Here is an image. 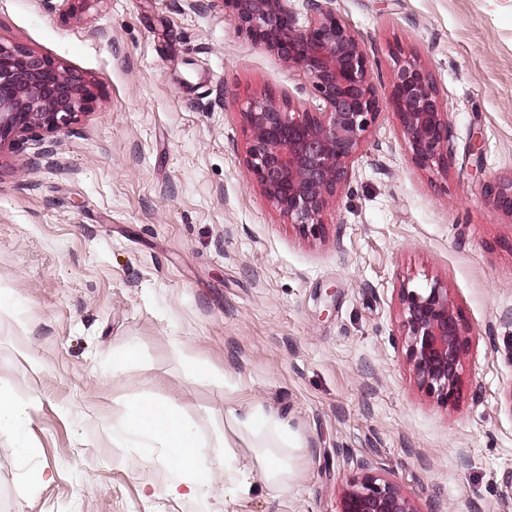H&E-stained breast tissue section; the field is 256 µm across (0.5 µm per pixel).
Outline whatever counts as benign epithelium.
Segmentation results:
<instances>
[{
	"label": "benign epithelium",
	"instance_id": "benign-epithelium-1",
	"mask_svg": "<svg viewBox=\"0 0 512 512\" xmlns=\"http://www.w3.org/2000/svg\"><path fill=\"white\" fill-rule=\"evenodd\" d=\"M303 2L302 22L291 0H224V16L239 34L300 71L320 101L309 110L289 96L264 95L248 99L242 112L250 131L247 183L288 223L314 234L382 104L396 115L411 160L424 170L448 162L451 124L422 64L395 56L386 101H380L369 59L331 0ZM94 100L89 84L66 67L0 41V155L30 139H48L89 113ZM486 194L494 212L512 218V173L489 182ZM400 306L419 385L454 400L470 334L448 289L404 288ZM342 512L414 510L397 485L366 472L346 493Z\"/></svg>",
	"mask_w": 512,
	"mask_h": 512
}]
</instances>
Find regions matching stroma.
Listing matches in <instances>:
<instances>
[{"label":"stroma","mask_w":512,"mask_h":512,"mask_svg":"<svg viewBox=\"0 0 512 512\" xmlns=\"http://www.w3.org/2000/svg\"><path fill=\"white\" fill-rule=\"evenodd\" d=\"M331 6L379 95L394 53L431 72L454 152L419 169L383 108L310 235L246 182L241 103L317 100L222 0H0V40L95 93L49 156H0V391L28 413L0 430V512H342L368 470L414 512H512V218L485 192L512 172V0ZM434 284L473 334L450 403L419 386L401 314ZM142 395L204 433L262 405L299 442L292 482L225 492L212 448L204 501L172 499L169 449L112 436Z\"/></svg>","instance_id":"stroma-1"}]
</instances>
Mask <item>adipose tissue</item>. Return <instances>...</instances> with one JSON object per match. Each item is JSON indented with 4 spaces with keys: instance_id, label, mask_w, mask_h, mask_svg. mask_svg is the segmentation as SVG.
<instances>
[{
    "instance_id": "adipose-tissue-1",
    "label": "adipose tissue",
    "mask_w": 512,
    "mask_h": 512,
    "mask_svg": "<svg viewBox=\"0 0 512 512\" xmlns=\"http://www.w3.org/2000/svg\"><path fill=\"white\" fill-rule=\"evenodd\" d=\"M224 423L229 428L223 438L225 490L245 493L255 480L271 490L285 489L300 446L278 417L255 405L225 410ZM115 435L135 448L171 449L167 464L173 476L168 492L179 498L205 496L210 480L199 460L210 442L175 410L160 401L140 403L118 425ZM241 443L251 451L246 466L236 453Z\"/></svg>"
}]
</instances>
